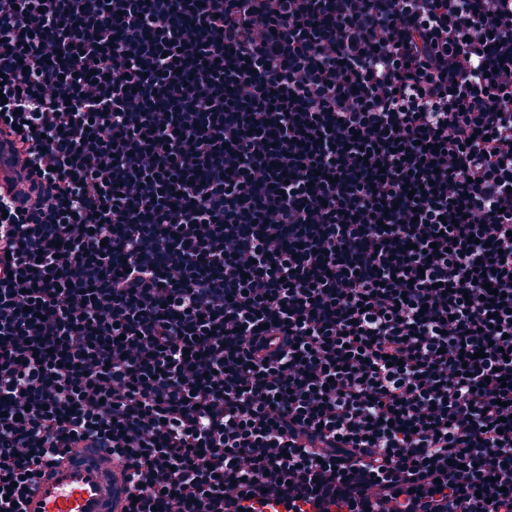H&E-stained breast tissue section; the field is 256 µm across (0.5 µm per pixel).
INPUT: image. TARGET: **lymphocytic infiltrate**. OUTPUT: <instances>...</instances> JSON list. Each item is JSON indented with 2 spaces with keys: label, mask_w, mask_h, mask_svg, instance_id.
I'll use <instances>...</instances> for the list:
<instances>
[{
  "label": "lymphocytic infiltrate",
  "mask_w": 512,
  "mask_h": 512,
  "mask_svg": "<svg viewBox=\"0 0 512 512\" xmlns=\"http://www.w3.org/2000/svg\"><path fill=\"white\" fill-rule=\"evenodd\" d=\"M2 133L0 512H512V0H0ZM25 171L14 159L10 146L0 140V183L25 177ZM127 478L100 452L79 448L52 465L26 501V512H124Z\"/></svg>",
  "instance_id": "obj_1"
}]
</instances>
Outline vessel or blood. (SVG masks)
<instances>
[{
  "mask_svg": "<svg viewBox=\"0 0 512 512\" xmlns=\"http://www.w3.org/2000/svg\"><path fill=\"white\" fill-rule=\"evenodd\" d=\"M25 175L9 145L0 140V183ZM127 479L100 452L81 448L51 466L26 501V512H125Z\"/></svg>",
  "mask_w": 512,
  "mask_h": 512,
  "instance_id": "b4317fda",
  "label": "vessel or blood"
}]
</instances>
